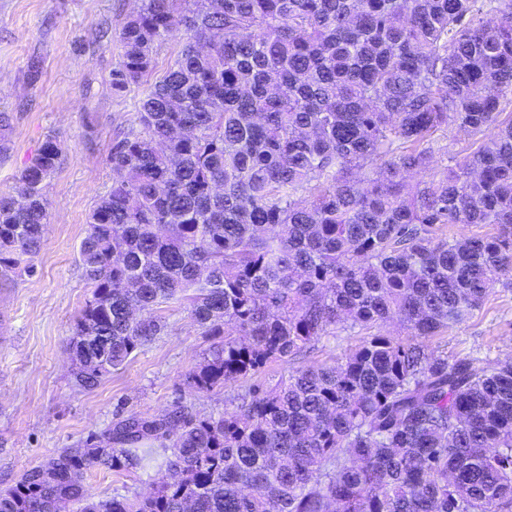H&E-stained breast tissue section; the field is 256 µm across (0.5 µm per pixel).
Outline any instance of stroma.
Here are the masks:
<instances>
[{
	"mask_svg": "<svg viewBox=\"0 0 512 512\" xmlns=\"http://www.w3.org/2000/svg\"><path fill=\"white\" fill-rule=\"evenodd\" d=\"M141 0H0V112L12 117L10 150L0 157V196L14 193L21 171L47 136L59 138L62 157L44 182L50 223L34 263L36 272L0 271V487L45 463L58 449L79 444L134 415L150 419L180 405L198 416L237 409L252 384L273 386L300 367L332 364L364 337L336 330L303 358L277 361L263 371L208 394L193 391L186 375L209 342L190 313L163 305L165 329L99 386L85 390L72 376L70 340L91 296L78 261L87 221L112 187L107 161L116 135L136 128L145 85L112 88L121 28ZM41 70L29 80L27 63ZM432 346L492 367L512 358V288H497L481 309ZM157 469L129 473L93 470L86 486L97 499L149 492Z\"/></svg>",
	"mask_w": 512,
	"mask_h": 512,
	"instance_id": "1",
	"label": "stroma"
}]
</instances>
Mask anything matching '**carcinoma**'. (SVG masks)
Segmentation results:
<instances>
[{
	"instance_id": "cac0c4a2",
	"label": "carcinoma",
	"mask_w": 512,
	"mask_h": 512,
	"mask_svg": "<svg viewBox=\"0 0 512 512\" xmlns=\"http://www.w3.org/2000/svg\"><path fill=\"white\" fill-rule=\"evenodd\" d=\"M496 2L142 0L113 90L187 38L108 155L117 178L79 251L76 384L151 343L170 302L212 340L198 393L339 324L368 336L222 417L121 419L1 489L0 512H512V360L429 344L512 288V9ZM450 126L473 150L437 167ZM61 155L47 137L0 197L1 270L34 272ZM153 465L171 477L147 496L86 488L91 470Z\"/></svg>"
}]
</instances>
